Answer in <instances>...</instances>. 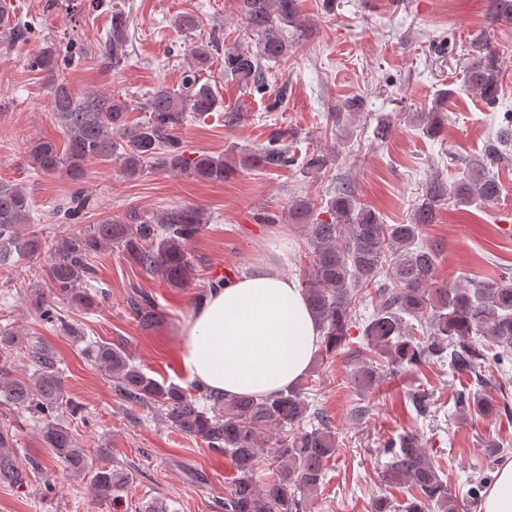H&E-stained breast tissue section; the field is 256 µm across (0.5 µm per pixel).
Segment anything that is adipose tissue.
I'll list each match as a JSON object with an SVG mask.
<instances>
[{"label":"adipose tissue","instance_id":"ef3b65f1","mask_svg":"<svg viewBox=\"0 0 512 512\" xmlns=\"http://www.w3.org/2000/svg\"><path fill=\"white\" fill-rule=\"evenodd\" d=\"M289 260L280 241L249 272L198 297L178 340L190 382L228 398H262L307 373L323 332L299 279L281 271Z\"/></svg>","mask_w":512,"mask_h":512}]
</instances>
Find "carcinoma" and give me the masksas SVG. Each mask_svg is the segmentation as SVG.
Wrapping results in <instances>:
<instances>
[{
  "label": "carcinoma",
  "mask_w": 512,
  "mask_h": 512,
  "mask_svg": "<svg viewBox=\"0 0 512 512\" xmlns=\"http://www.w3.org/2000/svg\"><path fill=\"white\" fill-rule=\"evenodd\" d=\"M249 32L256 36L251 49L224 50V73L246 88L266 87L267 62L288 57L292 46L278 33L281 26L306 28L298 11V0H235ZM489 13L512 21V0H489ZM126 20L112 15V34L104 49L116 66L114 43L124 34ZM28 28L12 22L9 4L0 2V35L4 40L21 39ZM218 46L209 42L196 47L184 69L179 88L159 84L139 102L146 113L142 121L129 122L130 102L110 94H89L79 99L59 80L60 68L72 60L71 47L41 48L30 67L49 81L52 109L63 131V143L38 138L27 147L29 167L38 174L82 177L90 160L114 161L122 177L137 181L152 170L182 173L203 182H222L231 169L224 157L200 154L190 158L181 139L183 127L219 107L211 85L200 72L214 59ZM468 56L463 89L485 103L498 100L502 80L498 56L488 40L475 39L465 48ZM456 90L441 91L425 112L413 113L421 133L435 138L443 130L446 116L442 103ZM361 97L331 104L327 120L346 130L351 115L362 111ZM496 138L485 150L486 161L477 160L462 177L448 182L436 175L424 184L406 224H386L376 212L356 198L355 186L336 184L325 203L318 206L306 195L288 201V223L300 226L309 240L313 260L302 282L311 311L323 329L322 353L330 356L347 348L357 365L350 383L360 393L369 392L386 375L408 372L430 361L448 363L451 371L481 377L480 370L494 364L503 373L512 364V278L471 280L439 286L435 271L439 249L420 245L422 228L435 222L443 206L458 209L487 208L502 197V184L485 171L486 164L512 161V113L504 114ZM290 130H277L262 148L246 158L252 167L271 170L295 164L286 141ZM338 156L336 146L316 151L302 162L303 172L319 175ZM93 207L80 188L47 211V220L77 225L50 248L48 283L34 286L28 301L39 317L72 328L53 307L62 300L71 307L91 310L96 296L88 292L94 278L91 261L98 253L115 247L140 271L159 275L171 288H183L190 273L204 258L194 256L186 243L208 223V216L193 205H175L158 216L129 209L121 217H108L96 224H83ZM329 215L315 216L316 210ZM32 200L20 187L0 186V267L16 257L41 252L45 240L38 232L24 231L32 216ZM376 289L374 308L364 322L353 311ZM133 309L145 328L156 326L161 313L153 297L138 295ZM362 333V343L347 347L351 328ZM35 369L26 380L11 376L8 361L0 362V404L6 403L41 420L42 440L58 462L72 475L93 464L72 430L57 420L63 405L64 387L53 364L40 349L32 351ZM88 358L132 405L158 406L164 418L180 432L195 437L231 458L236 469L233 488L224 498V512H303L304 498L314 494L326 477V464L336 454L339 441L326 415L314 408L302 389L294 387L274 397L223 398L196 385L183 388L147 375L123 340L96 343ZM458 412L509 413L508 405L494 408L470 388L456 393ZM384 453L390 456L384 482L391 487L411 484L412 500L399 504L379 496L372 512H459L458 498L441 476L440 467L427 455L412 433L389 439ZM271 457L275 475L264 485L257 481L261 456ZM124 473L108 466L96 467L94 490L101 501L116 500L126 483ZM0 482L21 485L24 470L9 431L0 430Z\"/></svg>",
  "instance_id": "obj_1"
}]
</instances>
